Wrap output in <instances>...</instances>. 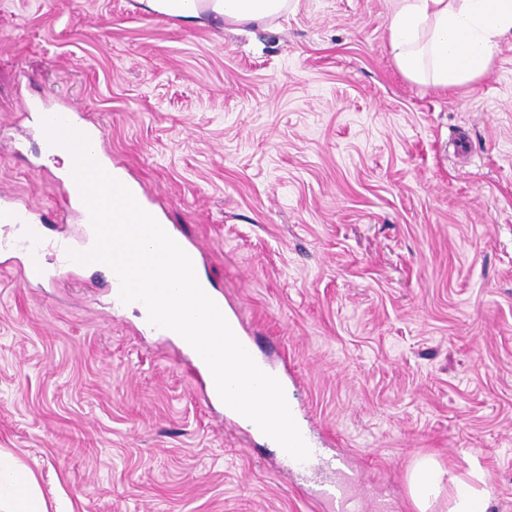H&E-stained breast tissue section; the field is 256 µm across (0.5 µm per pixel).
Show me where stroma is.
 <instances>
[{
	"mask_svg": "<svg viewBox=\"0 0 512 512\" xmlns=\"http://www.w3.org/2000/svg\"><path fill=\"white\" fill-rule=\"evenodd\" d=\"M389 0L199 27L145 0H0V196L44 224L0 265V449L51 512H330L190 356L63 261L87 228L33 115L68 105L200 248L358 512H415L435 454L512 512V38L476 83L398 70Z\"/></svg>",
	"mask_w": 512,
	"mask_h": 512,
	"instance_id": "35a3bbf8",
	"label": "stroma"
}]
</instances>
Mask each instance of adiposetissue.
<instances>
[{
    "mask_svg": "<svg viewBox=\"0 0 512 512\" xmlns=\"http://www.w3.org/2000/svg\"><path fill=\"white\" fill-rule=\"evenodd\" d=\"M180 22L245 24L271 18L288 0H147ZM389 43L395 64L412 81L446 90L477 82L492 68L500 42L512 35V0H390ZM417 512H487L482 471L451 474L431 456L409 473ZM0 512H48L30 471L0 450Z\"/></svg>",
    "mask_w": 512,
    "mask_h": 512,
    "instance_id": "adipose-tissue-1",
    "label": "adipose tissue"
}]
</instances>
